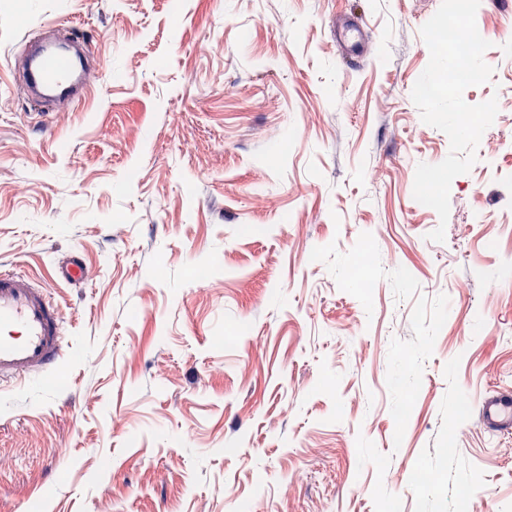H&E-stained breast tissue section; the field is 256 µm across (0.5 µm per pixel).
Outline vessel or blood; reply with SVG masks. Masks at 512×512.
Returning a JSON list of instances; mask_svg holds the SVG:
<instances>
[{"mask_svg": "<svg viewBox=\"0 0 512 512\" xmlns=\"http://www.w3.org/2000/svg\"><path fill=\"white\" fill-rule=\"evenodd\" d=\"M104 74V65H79L64 54L47 51L32 59L28 81L55 90L76 82L87 86ZM56 276L68 284L85 285L95 271L75 255L57 267ZM64 329V315L47 288L25 273L0 270V385L32 381L55 371L66 351ZM479 416L491 433L511 431L512 389H497L484 397Z\"/></svg>", "mask_w": 512, "mask_h": 512, "instance_id": "vessel-or-blood-1", "label": "vessel or blood"}]
</instances>
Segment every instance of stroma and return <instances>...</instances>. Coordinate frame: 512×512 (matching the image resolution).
I'll return each mask as SVG.
<instances>
[{
    "label": "stroma",
    "instance_id": "1",
    "mask_svg": "<svg viewBox=\"0 0 512 512\" xmlns=\"http://www.w3.org/2000/svg\"><path fill=\"white\" fill-rule=\"evenodd\" d=\"M441 2L0 0V269L67 321L61 366L0 392V512L512 503L478 411L512 388V7L476 13L496 166L454 178L439 243L413 185L450 143L411 92ZM54 22L109 78L49 114L14 62ZM73 253L96 278L54 284Z\"/></svg>",
    "mask_w": 512,
    "mask_h": 512
}]
</instances>
